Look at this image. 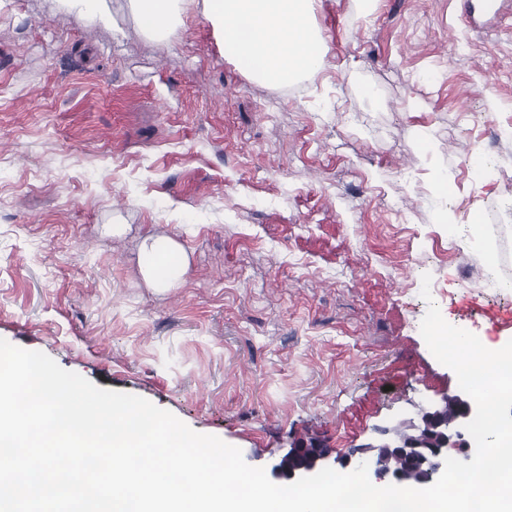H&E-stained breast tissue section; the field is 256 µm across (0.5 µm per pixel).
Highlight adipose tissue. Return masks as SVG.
Masks as SVG:
<instances>
[{"label":"adipose tissue","instance_id":"1","mask_svg":"<svg viewBox=\"0 0 512 512\" xmlns=\"http://www.w3.org/2000/svg\"><path fill=\"white\" fill-rule=\"evenodd\" d=\"M142 30L164 37L191 0H131ZM315 0H203L226 57L250 78L285 84L318 72L329 52L313 19ZM189 256L174 236L145 233L138 273L156 294L181 287Z\"/></svg>","mask_w":512,"mask_h":512}]
</instances>
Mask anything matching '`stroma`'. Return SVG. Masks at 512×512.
<instances>
[{
    "instance_id": "stroma-1",
    "label": "stroma",
    "mask_w": 512,
    "mask_h": 512,
    "mask_svg": "<svg viewBox=\"0 0 512 512\" xmlns=\"http://www.w3.org/2000/svg\"><path fill=\"white\" fill-rule=\"evenodd\" d=\"M105 5L108 25L0 0V338L267 470L457 388L429 303L512 340L458 310L512 305L482 286L512 280L511 12L471 29L464 0H316L325 65L276 85L225 58L201 0L162 40ZM475 153L504 176L477 179ZM147 231L190 257L163 296L138 274Z\"/></svg>"
}]
</instances>
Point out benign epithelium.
Returning <instances> with one entry per match:
<instances>
[{
    "instance_id": "1",
    "label": "benign epithelium",
    "mask_w": 512,
    "mask_h": 512,
    "mask_svg": "<svg viewBox=\"0 0 512 512\" xmlns=\"http://www.w3.org/2000/svg\"><path fill=\"white\" fill-rule=\"evenodd\" d=\"M454 401L458 406V412L450 422L439 418L441 407L448 404V401ZM475 414V404L472 399L462 390L458 389L440 396L439 399L429 402L420 410L418 421L433 426L435 429V442L428 449V474L426 485H432L442 474L445 466V459L448 457V450L453 449L458 455V459L469 462L475 453V445L468 438V432L464 425L472 419ZM378 433L383 439L377 445H369L359 448L361 453H374L376 448H399L406 454L419 447V443L414 440L401 442L392 434L390 428L382 427ZM304 448L315 449V454L311 461L299 468L291 469L287 472L278 467L271 469L272 478L276 481L286 480L295 482L301 477L310 476L325 467L340 465L346 469L348 467L356 468L363 463V459H355L353 456H332V450L327 448L324 442L318 439L299 438L294 441L287 451L288 455H295Z\"/></svg>"
}]
</instances>
